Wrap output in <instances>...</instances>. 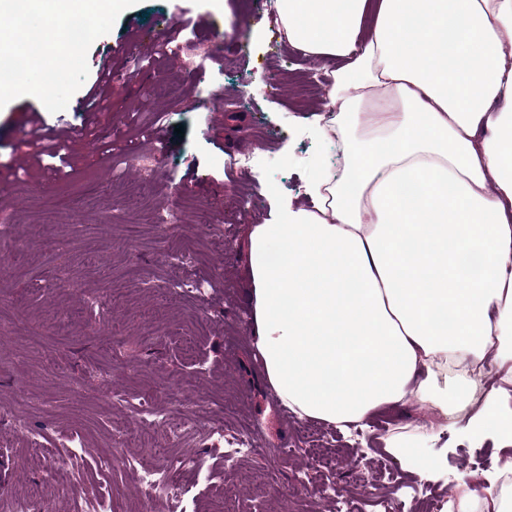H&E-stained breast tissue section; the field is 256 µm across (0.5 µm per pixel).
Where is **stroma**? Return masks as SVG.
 I'll use <instances>...</instances> for the list:
<instances>
[{
    "label": "stroma",
    "instance_id": "35a3bbf8",
    "mask_svg": "<svg viewBox=\"0 0 512 512\" xmlns=\"http://www.w3.org/2000/svg\"><path fill=\"white\" fill-rule=\"evenodd\" d=\"M271 0H138L87 53L89 75L66 108L52 113L34 97L0 108L1 496H23L44 512H75L110 485L121 512H169L143 496L132 467L143 447L126 394L206 427L266 441L258 457L227 463L196 438L169 442L167 460L204 459L201 481L183 482L207 512H336L335 493L368 512H408L422 481L415 465L384 449L388 437L415 439L427 453H448L449 485L458 475L481 484L476 456L497 465L491 441L465 438L459 413H432L416 399L380 409L361 431L312 422L330 467L312 464L298 417L273 406L253 346L247 228L271 222L285 200L302 205L311 169L327 152L308 129L327 110L322 75L333 58H310L266 30ZM189 21L191 33L177 29ZM176 45L216 42L219 51L186 65L158 51L160 34ZM149 58L139 81L121 74L129 58ZM114 74L108 110L83 111L103 69ZM39 122L46 146L69 158L35 155ZM247 150L251 165L233 157ZM154 153L149 173L133 168ZM177 205L183 224L165 231L158 212ZM208 283L205 295L177 294L173 279ZM41 435L40 449L27 445ZM87 449L81 480L48 476L40 457ZM114 451L110 469L102 450ZM395 473L386 487H365L361 460Z\"/></svg>",
    "mask_w": 512,
    "mask_h": 512
}]
</instances>
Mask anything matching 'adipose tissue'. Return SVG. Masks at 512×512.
<instances>
[{"label": "adipose tissue", "mask_w": 512, "mask_h": 512, "mask_svg": "<svg viewBox=\"0 0 512 512\" xmlns=\"http://www.w3.org/2000/svg\"><path fill=\"white\" fill-rule=\"evenodd\" d=\"M277 32L337 57L343 165L321 161L307 206L249 228L253 343L277 399L345 426L409 390L466 410L465 430L512 448V0H273ZM378 96L373 112L363 99ZM462 367L451 389L436 361ZM505 375L476 400V373ZM386 451L440 482L445 454Z\"/></svg>", "instance_id": "1"}]
</instances>
